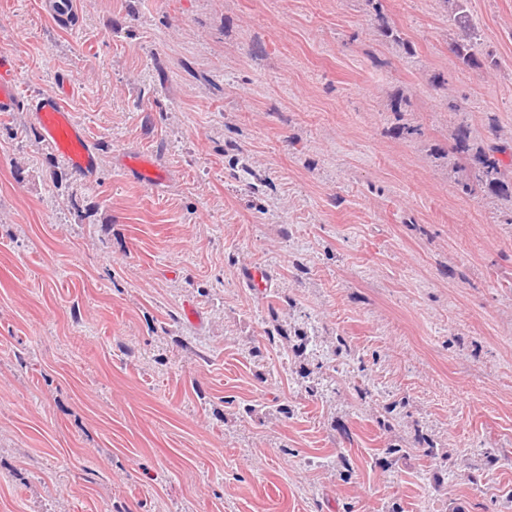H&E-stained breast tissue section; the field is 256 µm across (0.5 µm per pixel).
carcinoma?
Returning a JSON list of instances; mask_svg holds the SVG:
<instances>
[{"instance_id":"1","label":"carcinoma","mask_w":512,"mask_h":512,"mask_svg":"<svg viewBox=\"0 0 512 512\" xmlns=\"http://www.w3.org/2000/svg\"><path fill=\"white\" fill-rule=\"evenodd\" d=\"M450 6L452 20L457 29L451 50L459 61L470 68H481L487 60L478 53L481 34L471 24L467 9L468 0H443ZM451 153L464 161L468 171L459 183L461 191L468 195L482 192L512 203V167L505 164L502 156L512 154V143L496 141L479 145L471 137L467 125L455 127L452 134Z\"/></svg>"}]
</instances>
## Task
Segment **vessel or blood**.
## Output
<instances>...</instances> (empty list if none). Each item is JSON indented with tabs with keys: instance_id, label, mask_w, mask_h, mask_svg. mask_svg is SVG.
Wrapping results in <instances>:
<instances>
[{
	"instance_id": "obj_1",
	"label": "vessel or blood",
	"mask_w": 512,
	"mask_h": 512,
	"mask_svg": "<svg viewBox=\"0 0 512 512\" xmlns=\"http://www.w3.org/2000/svg\"><path fill=\"white\" fill-rule=\"evenodd\" d=\"M23 93L16 55L0 53V113L16 111ZM30 110L43 139L71 168L85 173L96 171L98 157L89 145L87 130L77 120L65 95L46 91L31 99ZM124 165L141 184L148 187L157 186L166 178L161 169L144 157L125 158Z\"/></svg>"
}]
</instances>
